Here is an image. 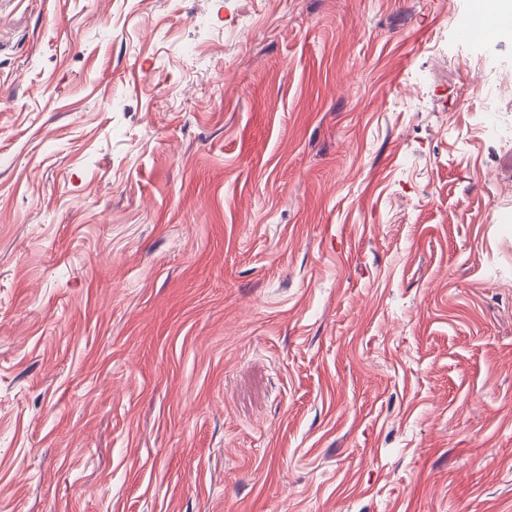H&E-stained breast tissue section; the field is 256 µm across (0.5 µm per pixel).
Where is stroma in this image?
Listing matches in <instances>:
<instances>
[{"instance_id":"35a3bbf8","label":"stroma","mask_w":512,"mask_h":512,"mask_svg":"<svg viewBox=\"0 0 512 512\" xmlns=\"http://www.w3.org/2000/svg\"><path fill=\"white\" fill-rule=\"evenodd\" d=\"M471 7L0 0V512H512Z\"/></svg>"}]
</instances>
